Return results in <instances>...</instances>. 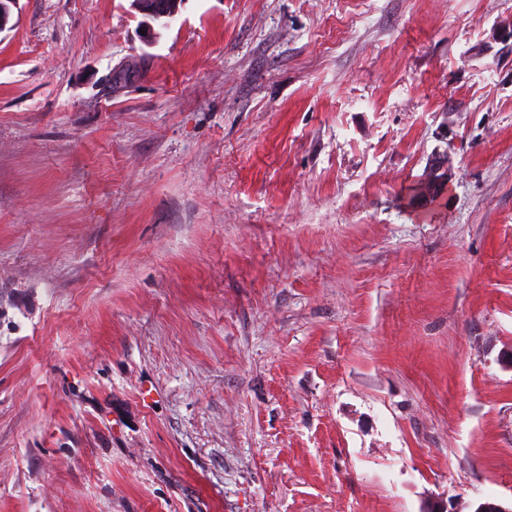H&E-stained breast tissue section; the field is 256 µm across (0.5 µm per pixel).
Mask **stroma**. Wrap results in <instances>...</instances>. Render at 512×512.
<instances>
[{
    "label": "stroma",
    "instance_id": "35a3bbf8",
    "mask_svg": "<svg viewBox=\"0 0 512 512\" xmlns=\"http://www.w3.org/2000/svg\"><path fill=\"white\" fill-rule=\"evenodd\" d=\"M143 22L0 30V512L511 502L512 0Z\"/></svg>",
    "mask_w": 512,
    "mask_h": 512
}]
</instances>
